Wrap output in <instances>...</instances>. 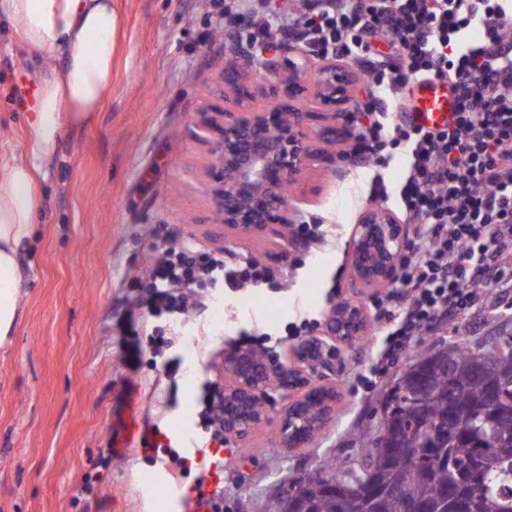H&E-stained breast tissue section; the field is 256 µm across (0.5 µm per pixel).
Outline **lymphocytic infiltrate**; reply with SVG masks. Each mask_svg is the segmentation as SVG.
<instances>
[{
	"mask_svg": "<svg viewBox=\"0 0 512 512\" xmlns=\"http://www.w3.org/2000/svg\"><path fill=\"white\" fill-rule=\"evenodd\" d=\"M238 36L267 41L293 32L324 57L355 55L366 92L355 102L359 160L381 166L394 152L409 159L404 208L423 226L397 267V284L412 298L385 340L400 353L437 316L461 314L479 287L512 253V0H308L303 11L274 21L265 0H244ZM394 51L374 53L375 39ZM448 81L454 120L442 128L390 116L410 82ZM256 262L210 255L187 243L160 250L143 285L154 315L204 305L197 282L230 288L268 281Z\"/></svg>",
	"mask_w": 512,
	"mask_h": 512,
	"instance_id": "f902f5d3",
	"label": "lymphocytic infiltrate"
}]
</instances>
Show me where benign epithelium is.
<instances>
[{
    "label": "benign epithelium",
    "instance_id": "benign-epithelium-1",
    "mask_svg": "<svg viewBox=\"0 0 512 512\" xmlns=\"http://www.w3.org/2000/svg\"><path fill=\"white\" fill-rule=\"evenodd\" d=\"M234 67L226 78L233 104L222 112H205L199 142L212 158L208 184L217 223L225 233L238 238L285 236L292 223L291 203L285 186L301 180L306 163L326 159L321 143L331 138L342 145L352 139L348 112L358 85L355 73L342 59L319 58L313 89L305 85L303 61L312 53L286 44L273 56L257 55L249 44L231 39L227 45ZM256 69L274 82L277 102L256 108L249 105L255 91L245 82ZM311 93L317 111L300 107ZM408 238V226L387 206L366 209L354 225L350 243V267L354 280L368 288L393 281L397 262ZM367 327L364 309L342 303L330 309L319 334L301 339L289 348L286 362L273 365L264 354L249 349H231L224 354L222 406L232 403L236 412H224V432L244 436L263 418L270 401L268 388L276 382L288 393V405L280 414L279 434L283 447L301 448L313 434H298L293 420L312 399L330 412L336 392L315 385L311 376L336 361V349L363 335Z\"/></svg>",
    "mask_w": 512,
    "mask_h": 512
}]
</instances>
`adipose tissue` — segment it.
<instances>
[{"instance_id":"obj_1","label":"adipose tissue","mask_w":512,"mask_h":512,"mask_svg":"<svg viewBox=\"0 0 512 512\" xmlns=\"http://www.w3.org/2000/svg\"><path fill=\"white\" fill-rule=\"evenodd\" d=\"M113 0H0V24L35 58L56 64L42 75L23 149L0 166V341L20 301L23 255L38 221L39 175L66 128L89 124L112 86L117 14Z\"/></svg>"}]
</instances>
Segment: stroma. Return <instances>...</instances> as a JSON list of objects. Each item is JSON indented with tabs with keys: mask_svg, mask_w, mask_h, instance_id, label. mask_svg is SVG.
<instances>
[{
	"mask_svg": "<svg viewBox=\"0 0 512 512\" xmlns=\"http://www.w3.org/2000/svg\"><path fill=\"white\" fill-rule=\"evenodd\" d=\"M231 0H115L118 15L112 90L91 124L67 129L38 189L43 201L26 254L28 278L12 336L0 345V512H191L200 468L178 472L171 451L209 456L198 397L224 385L232 346L284 358L318 333L339 302L362 304L363 340L340 347L325 377L337 394L323 429L302 448L279 446L287 403L272 390L263 422L245 437H224L221 512H263L286 480L345 466L373 436L382 402L408 360L458 339L484 341L512 329V288L488 282L496 304L479 300L416 336L381 362L392 315L405 289L363 288L352 278L351 232L373 201L374 176L397 191L404 155L375 170L314 163L293 188L295 221L326 235L233 239L210 221L208 156L195 133L201 114L224 104L231 59L219 34ZM52 59L32 63L22 43L0 30V164L23 147L29 114L21 82L37 83ZM195 248L232 253L272 272L260 286L207 288L209 309L183 323L136 313L140 284L172 232ZM178 335L168 374L152 337ZM137 419L153 447L126 441Z\"/></svg>",
	"mask_w": 512,
	"mask_h": 512,
	"instance_id": "1",
	"label": "stroma"
}]
</instances>
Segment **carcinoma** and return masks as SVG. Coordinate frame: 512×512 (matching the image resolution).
<instances>
[{
	"mask_svg": "<svg viewBox=\"0 0 512 512\" xmlns=\"http://www.w3.org/2000/svg\"><path fill=\"white\" fill-rule=\"evenodd\" d=\"M414 354L388 394L385 447L367 444L336 471L264 512H512V338Z\"/></svg>",
	"mask_w": 512,
	"mask_h": 512,
	"instance_id": "1",
	"label": "carcinoma"
}]
</instances>
